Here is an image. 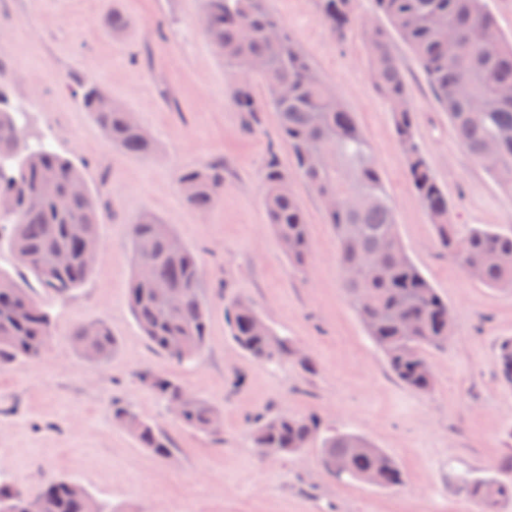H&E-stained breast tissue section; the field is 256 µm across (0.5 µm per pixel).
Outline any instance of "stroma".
Returning <instances> with one entry per match:
<instances>
[{"instance_id": "1", "label": "stroma", "mask_w": 512, "mask_h": 512, "mask_svg": "<svg viewBox=\"0 0 512 512\" xmlns=\"http://www.w3.org/2000/svg\"><path fill=\"white\" fill-rule=\"evenodd\" d=\"M291 37L354 112L386 181L400 238L455 320L447 349L427 354L434 378L413 392L390 371L342 288L336 234L319 197L291 185L306 213L310 264L293 269L263 206V168L293 160L267 104L257 120L228 99L224 61L200 30L201 0H0V67L28 105L27 125L82 165L102 211L104 250L66 300L43 291L0 240V270L39 297L54 323L46 356L0 366V477L36 493L50 476L81 483L125 512H474L453 473L489 476L512 455V388L499 379L498 345L512 337V290L468 278L438 246L407 175L392 114L369 73L365 26L381 22L374 0H356V23L337 39L315 0H269ZM126 19L113 31L111 17ZM416 108L417 141L448 194L457 223L512 229V196L464 152L408 43L391 34ZM101 81L156 142L149 157L107 145L69 87ZM220 162L224 193L206 213L181 197L175 171ZM159 217L194 251L210 306L204 350L193 363L168 361L143 336L127 303L133 274L128 226ZM244 300L288 337L313 371L275 367L231 340L224 310ZM106 324L118 341L104 362L76 351L73 328ZM163 373L219 409L207 436L175 423L144 380ZM134 408L172 441L154 456L112 420L113 404ZM318 414L384 450L404 483L380 490L325 474L318 449L272 462L250 441L258 414Z\"/></svg>"}]
</instances>
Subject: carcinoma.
<instances>
[{
	"mask_svg": "<svg viewBox=\"0 0 512 512\" xmlns=\"http://www.w3.org/2000/svg\"><path fill=\"white\" fill-rule=\"evenodd\" d=\"M377 11L411 47L438 103L448 111L465 153L480 164L497 186L512 195V37H506L485 8V0H375ZM324 25L344 37L355 21L353 0H316ZM199 25L224 58L233 76L232 102L252 116L263 111L251 61L266 86L279 131L294 160L295 174L323 198H336L325 211L336 231L337 259L344 267L375 260L382 268L358 282L343 281L347 298L368 336L384 354L396 378L407 388L428 393L434 382L426 353L448 347V302L421 274L402 244L394 209L369 142L355 114L319 74L268 0H202ZM366 49L374 87L393 114V131L406 170L433 225L436 241L465 274L489 288H512V231L464 228L455 222L444 191L417 142L414 106L406 78L380 25L366 27ZM97 123L106 143L124 153L150 156L155 145L132 112L114 101L101 85L80 83L72 90ZM24 102L12 101L11 78L0 68V233L9 232L17 262L31 271L48 293L67 298L93 270L83 243L98 240L101 215L79 168L44 140L30 145ZM495 144V152L487 150ZM263 202L289 264L296 270L310 259L308 224L288 171L270 158L262 173ZM79 193H70L74 185ZM176 184L183 200L200 212L210 210L224 192V167L209 164L179 168ZM134 275L129 307L149 342L170 361L183 364L201 354L209 311L200 294L201 267L196 254L152 213L138 215L129 228ZM70 255L61 266L57 256ZM182 292L176 309L164 297ZM226 322L235 344L264 362L283 365L295 355L294 344L246 301L235 302ZM53 336L43 304L13 278L0 274V364L42 359ZM80 354L103 362L117 341L101 322L82 323L72 332ZM502 383L512 387V338L498 348ZM159 396L181 397L179 425L205 435L220 430L219 411L204 398L167 376L154 381ZM113 420L155 456H170L169 438L128 406L113 409ZM251 440L256 455L271 460L319 449V465L330 476L342 475L391 489L404 477L393 459L365 438L344 430H326L316 416L275 414L255 422ZM456 492L473 501L476 512H498L512 499V481L469 473L454 480ZM40 512H110L73 480L51 476L36 493ZM30 494L0 481V512H25Z\"/></svg>",
	"mask_w": 512,
	"mask_h": 512,
	"instance_id": "1",
	"label": "carcinoma"
}]
</instances>
